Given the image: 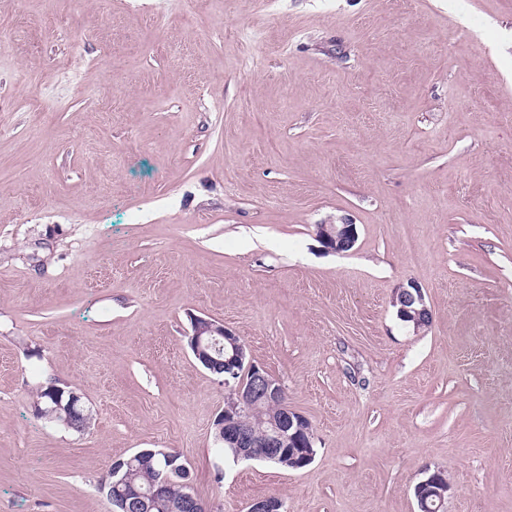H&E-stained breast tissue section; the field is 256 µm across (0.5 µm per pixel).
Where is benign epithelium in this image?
<instances>
[{
	"instance_id": "1",
	"label": "benign epithelium",
	"mask_w": 512,
	"mask_h": 512,
	"mask_svg": "<svg viewBox=\"0 0 512 512\" xmlns=\"http://www.w3.org/2000/svg\"><path fill=\"white\" fill-rule=\"evenodd\" d=\"M316 236L326 250L346 252L354 247L358 233L352 223L319 224ZM393 305L397 306L398 317L413 322L415 328L421 329L429 323V310L418 285L411 283L399 289ZM191 329L189 346L193 355L209 371L222 373L224 386L236 398L233 408L223 410L214 420L216 442L232 449L237 462L280 459L289 453L294 467L309 465L314 458L312 448L315 445L311 423L288 407L282 383L252 362L244 342L224 325L195 316L191 318ZM260 405L276 406L279 411L278 415L268 419L267 429L258 437L250 417ZM50 413L66 421L79 417L83 426L89 418V413L82 406L81 394L74 389L68 391L67 399H58ZM164 455L168 460L167 467L152 470V479L145 489L126 483L120 476L122 463L117 460L112 463L109 474L112 476L113 499L118 505L133 512H152L163 501L162 494L171 477L184 473V465L178 462V452L166 451ZM184 486L182 500L177 504H167L169 512H209L207 504L192 493L191 481H185ZM448 490V479L436 471L415 485L414 494L417 502L422 504L430 498L443 499Z\"/></svg>"
}]
</instances>
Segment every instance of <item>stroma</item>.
Wrapping results in <instances>:
<instances>
[{"label":"stroma","instance_id":"obj_1","mask_svg":"<svg viewBox=\"0 0 512 512\" xmlns=\"http://www.w3.org/2000/svg\"><path fill=\"white\" fill-rule=\"evenodd\" d=\"M55 9L0 0V512H111L100 482L143 448L220 512H417L437 469L444 512H512V0ZM195 315L282 381L310 465L217 452ZM51 381L88 429L35 415ZM316 236L328 251L346 252L351 250L358 238L356 224H320ZM393 305L397 306L398 317L402 321L406 320V323H414L417 330L429 323V310L422 289L417 284L410 283L407 288H400L393 299ZM450 490V483L441 471L429 474L424 480L418 482L414 488V494L419 505L426 502L429 498H438L440 502L444 498L446 491ZM444 501L440 504L437 499L434 503H429V507L433 512H442Z\"/></svg>","mask_w":512,"mask_h":512}]
</instances>
